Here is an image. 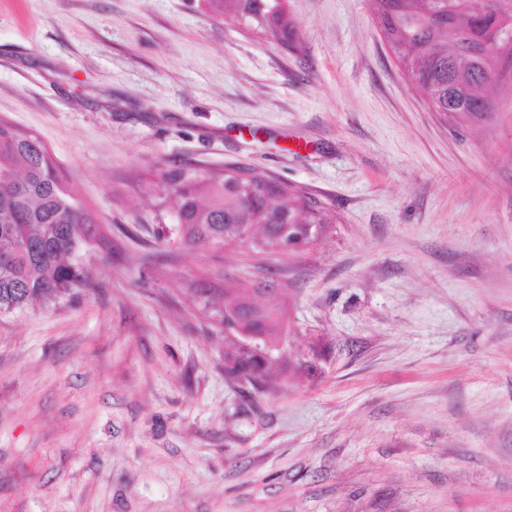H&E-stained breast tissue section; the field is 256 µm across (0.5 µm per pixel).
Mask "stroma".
<instances>
[{
	"mask_svg": "<svg viewBox=\"0 0 512 512\" xmlns=\"http://www.w3.org/2000/svg\"><path fill=\"white\" fill-rule=\"evenodd\" d=\"M288 7L292 49L204 0H0V117L103 234L76 296L0 314V512H512V89L453 130L369 0ZM183 162L336 221L179 248L147 190ZM256 282L287 336L262 391L219 316Z\"/></svg>",
	"mask_w": 512,
	"mask_h": 512,
	"instance_id": "1",
	"label": "stroma"
}]
</instances>
